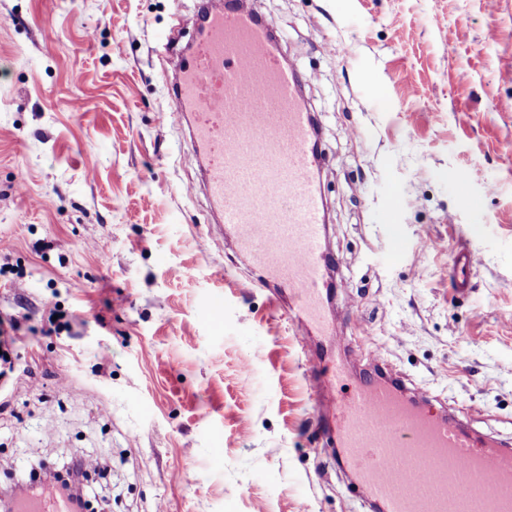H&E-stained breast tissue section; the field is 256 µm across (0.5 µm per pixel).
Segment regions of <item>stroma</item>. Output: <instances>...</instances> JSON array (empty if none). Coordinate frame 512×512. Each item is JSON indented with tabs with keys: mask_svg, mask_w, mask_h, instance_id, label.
Listing matches in <instances>:
<instances>
[{
	"mask_svg": "<svg viewBox=\"0 0 512 512\" xmlns=\"http://www.w3.org/2000/svg\"><path fill=\"white\" fill-rule=\"evenodd\" d=\"M198 6L0 0V315L23 328L0 486L94 454L104 512H373L316 425L287 295L245 290L255 271L209 233L163 77ZM253 7L321 132L334 306L352 308L325 348L512 448V0Z\"/></svg>",
	"mask_w": 512,
	"mask_h": 512,
	"instance_id": "stroma-1",
	"label": "stroma"
}]
</instances>
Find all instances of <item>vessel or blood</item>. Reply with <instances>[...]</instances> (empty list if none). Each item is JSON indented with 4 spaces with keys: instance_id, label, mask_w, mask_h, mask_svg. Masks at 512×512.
Instances as JSON below:
<instances>
[{
    "instance_id": "1",
    "label": "vessel or blood",
    "mask_w": 512,
    "mask_h": 512,
    "mask_svg": "<svg viewBox=\"0 0 512 512\" xmlns=\"http://www.w3.org/2000/svg\"><path fill=\"white\" fill-rule=\"evenodd\" d=\"M250 0H213L205 29L174 60L171 109L193 123L217 213L259 272L253 287L288 291L308 336L332 333L325 314L331 260L316 180L313 115L298 72ZM343 362H312L324 429L380 512H512V449L480 440L451 416L409 401L390 378L348 384ZM15 512H71L56 488L16 500Z\"/></svg>"
}]
</instances>
